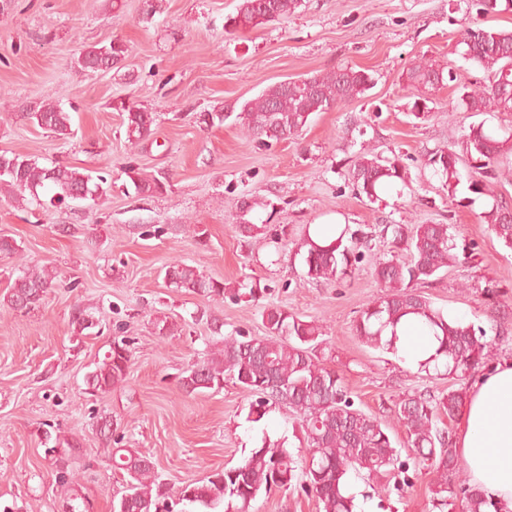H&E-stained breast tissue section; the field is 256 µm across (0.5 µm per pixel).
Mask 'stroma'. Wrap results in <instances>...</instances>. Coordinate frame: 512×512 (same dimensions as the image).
Masks as SVG:
<instances>
[{
    "label": "stroma",
    "mask_w": 512,
    "mask_h": 512,
    "mask_svg": "<svg viewBox=\"0 0 512 512\" xmlns=\"http://www.w3.org/2000/svg\"><path fill=\"white\" fill-rule=\"evenodd\" d=\"M240 0H5L0 6V152L26 154L50 166L62 162L109 170L112 191L93 209L54 207L49 191L21 203L0 193V235L18 254L0 255V504L18 512H61L68 491L44 458V431L76 437L70 467L90 512H112L125 480L112 467V442L152 456L169 489L238 465L262 432H291L288 407L273 408L262 425L247 422L250 397L232 383L189 396L178 377L204 360L215 339L205 311L220 318L223 334L264 335L262 306L270 303L326 327L331 367L356 407L392 424L400 396L447 388L417 376L392 355L363 345L353 333L360 310L380 288L369 263L341 283L304 279L290 250L274 238L296 240L306 224H450L475 243L472 258L425 287L426 296L474 325L499 324L496 359L512 358V250L481 224L482 203L459 206L425 166L429 151L457 141L471 119L458 108L454 84L423 90L429 118L415 120L414 101L401 75L425 58L464 68L469 83L486 74L464 67L461 40L471 21L512 29V15L477 16L471 0H303L288 21L226 35L224 21ZM152 21H144L146 10ZM122 40L120 67L90 74L75 60L87 47ZM350 66L375 78L367 96L318 112L299 136L246 138L232 122L202 129L194 115L240 110L267 87ZM46 100L71 114L73 133L61 139L16 117L23 102ZM124 101L156 113L153 135L130 147L115 105ZM399 156L409 165L411 189L391 190L371 203L344 178L361 146ZM165 181V193L137 195L122 172ZM267 205L242 213V202ZM263 224L244 239L240 218ZM161 236H151L154 227ZM200 267L232 287L245 278L266 285L263 302H215L168 288L165 266L175 260ZM56 269L58 281L39 307L18 312L4 300L24 265ZM500 287L497 301L486 283ZM99 320L100 334L75 337L74 306ZM175 324L160 337L155 323ZM130 342L126 381L104 395L85 391L84 376L113 337ZM112 436L100 435L101 419ZM430 474L419 470L411 488L385 496L355 479L370 512H436ZM254 512H319L297 489L261 495Z\"/></svg>",
    "instance_id": "stroma-1"
}]
</instances>
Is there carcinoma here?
Here are the masks:
<instances>
[{
    "label": "carcinoma",
    "mask_w": 512,
    "mask_h": 512,
    "mask_svg": "<svg viewBox=\"0 0 512 512\" xmlns=\"http://www.w3.org/2000/svg\"><path fill=\"white\" fill-rule=\"evenodd\" d=\"M480 14L512 12V0H473ZM302 0H241L236 12L227 16L226 33H244L260 25L280 22L295 14ZM462 58L487 73L488 83L471 87L462 75L445 71L424 61L406 70L402 80L408 88H435L454 82L460 92L459 105L465 112L488 115L512 112V30L470 27L463 40ZM127 46L120 40L93 45L77 58V66L87 72H107L120 63ZM303 86L276 83L256 98L245 102L238 112L209 113L212 126L231 119L247 136L264 135L281 140L301 132L317 112H330L346 101L362 97L375 80L365 70L340 67L332 72L302 80ZM115 109L127 113L126 138L136 147L152 134L156 115L121 102ZM18 117L54 133L60 139L73 134L71 117L56 103H43ZM512 165V125L491 124L487 120L469 124L460 142L427 154L431 169L448 195L459 204L478 200L485 208L480 222L507 248L512 249V205L494 191L500 169ZM122 173L136 193L156 195L166 184L141 176L133 165ZM346 179L356 195L370 203L399 185L411 187L409 166L398 157L389 158L361 147ZM48 187L50 204L96 205L112 190L107 178L86 170L55 164H39L27 155L0 153V191L29 192ZM451 224H385L380 233L390 237L388 253L371 259L372 272L381 294L367 304L354 322L359 341L372 349L397 355V329L402 319L418 323L433 337L434 352L419 362L417 373L450 381L436 393L404 395L393 403L392 414L404 428V445L412 456L401 458V449L390 427L376 416L355 407L336 369L324 362L328 341L322 324L274 304L264 306L262 337L221 334L224 323L199 313L206 320L214 342L210 357L191 365L179 377L180 389L188 395L221 388L224 381L239 386L253 397L247 421L261 424L272 407L286 406L300 417L298 437L303 448L297 460L288 449L286 435L272 437L267 431L235 466L214 469L201 480L182 485L172 505L180 512H253L257 498L277 489L299 486L313 496L320 512H357L356 496L349 492L351 476L371 481L389 495L409 484L410 462L430 468V493L439 512H483L481 490L466 479H458L456 452L441 418H453L465 405L468 393L456 385L467 374L484 366L493 356V342L487 332L464 322L445 307L425 297L420 288L437 280L458 260V254H473L467 244H458ZM369 233L348 224L332 230L322 224H307L296 243L294 255L301 258L304 277L338 282L353 276L364 260ZM164 279L176 291L199 294L210 300H224L226 293L241 301L255 302L265 293L260 284L241 281L229 290L224 282L204 275L196 266L179 260L166 267ZM56 274L46 266H25L6 295L10 308L23 311L38 307L55 287ZM73 333L87 336L98 321L81 307L71 314ZM132 351L127 340L115 338L103 359L86 373L84 383L90 394H106L127 380ZM45 453L58 451L63 464L56 468L59 483L74 488L75 473L69 460L79 452L74 437L44 432ZM113 467L127 476V489L112 500V512H159L169 507L163 485L157 481L152 457L132 448L112 450Z\"/></svg>",
    "instance_id": "1"
}]
</instances>
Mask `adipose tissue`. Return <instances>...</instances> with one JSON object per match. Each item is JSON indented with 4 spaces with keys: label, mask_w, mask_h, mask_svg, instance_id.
<instances>
[{
    "label": "adipose tissue",
    "mask_w": 512,
    "mask_h": 512,
    "mask_svg": "<svg viewBox=\"0 0 512 512\" xmlns=\"http://www.w3.org/2000/svg\"><path fill=\"white\" fill-rule=\"evenodd\" d=\"M453 444L471 483L489 500L488 512H512V359L475 376Z\"/></svg>",
    "instance_id": "adipose-tissue-1"
}]
</instances>
